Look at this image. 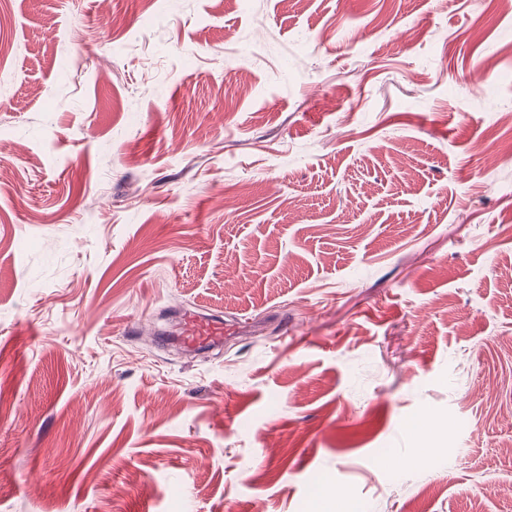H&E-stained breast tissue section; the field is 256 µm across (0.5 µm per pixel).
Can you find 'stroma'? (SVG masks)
I'll return each mask as SVG.
<instances>
[{"label": "stroma", "instance_id": "35a3bbf8", "mask_svg": "<svg viewBox=\"0 0 512 512\" xmlns=\"http://www.w3.org/2000/svg\"><path fill=\"white\" fill-rule=\"evenodd\" d=\"M508 113L496 0H0V512H512ZM224 320L216 315L184 312L172 330L164 334L174 336L176 344L187 351H197L222 344L226 334Z\"/></svg>", "mask_w": 512, "mask_h": 512}]
</instances>
